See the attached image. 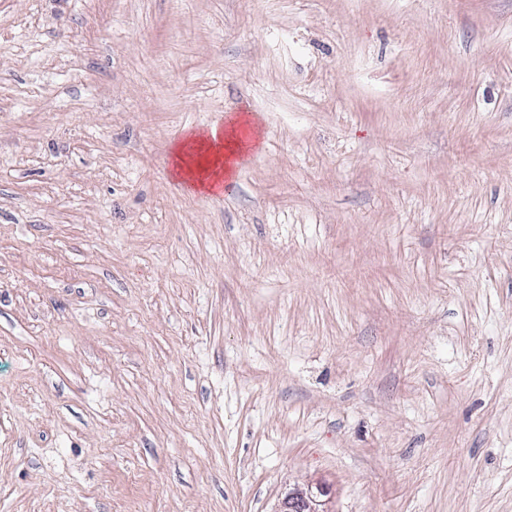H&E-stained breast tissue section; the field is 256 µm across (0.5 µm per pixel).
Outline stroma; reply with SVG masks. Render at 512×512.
I'll list each match as a JSON object with an SVG mask.
<instances>
[{"label": "stroma", "mask_w": 512, "mask_h": 512, "mask_svg": "<svg viewBox=\"0 0 512 512\" xmlns=\"http://www.w3.org/2000/svg\"><path fill=\"white\" fill-rule=\"evenodd\" d=\"M307 484L512 512V0H0V512ZM194 145L188 147V143L181 145L177 152L178 175L196 181L202 191L209 189L211 181L219 177L220 169L229 173L228 162L236 156L244 147L245 143L236 130L232 128L224 139H220L215 133L212 134V141L193 140ZM204 158L196 163L189 162L186 158L192 159L193 154ZM224 160V162H223ZM220 164V169L218 166Z\"/></svg>", "instance_id": "1"}]
</instances>
